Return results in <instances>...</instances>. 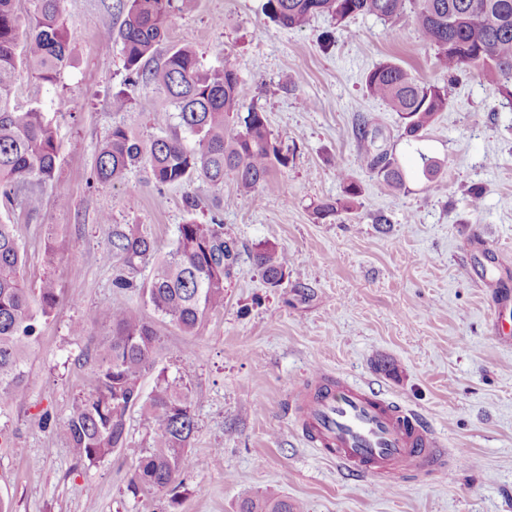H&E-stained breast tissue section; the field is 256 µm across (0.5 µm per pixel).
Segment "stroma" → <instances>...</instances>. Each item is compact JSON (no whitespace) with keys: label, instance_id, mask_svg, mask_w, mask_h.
I'll list each match as a JSON object with an SVG mask.
<instances>
[{"label":"stroma","instance_id":"obj_1","mask_svg":"<svg viewBox=\"0 0 512 512\" xmlns=\"http://www.w3.org/2000/svg\"><path fill=\"white\" fill-rule=\"evenodd\" d=\"M264 2L176 0L152 62L189 44L203 68L234 65L243 107L265 112L293 153L274 194L242 197L229 179L220 189L198 180L159 187L143 162L119 182L96 181L113 127L144 144L179 130L166 95L131 85L120 44L101 38L124 19L118 0H63L69 65L51 84L21 71L15 102L46 113L59 150L52 181L37 189L40 208H26L23 188L8 217L28 286L48 273L62 297L29 350L26 399L0 409V499L13 512H237L242 499L269 494L302 512H512V344L494 336L487 287L512 289V112L476 78L449 83L411 17L395 38L368 15L283 29ZM386 60L451 87L422 140H406L396 112L364 89L366 73ZM121 90L131 101L116 112ZM158 112L170 113L168 125L155 124ZM362 117L372 132L360 140ZM382 150L404 171L405 191L357 164L358 154ZM426 156L440 164L432 183ZM341 167L361 186L360 204L317 219L315 205L342 193ZM471 187L484 192L480 208L470 205ZM188 194L201 203L197 220L219 219L238 247L224 307L195 336L159 320L145 296L116 291L101 260L116 224L139 225L155 255L167 254L189 217ZM380 214L386 223H376ZM264 243L288 256L281 287H267L253 264ZM116 306L154 322L157 367L184 375L196 397L193 466L177 490L150 497L127 490L148 439L139 411L128 447L94 465L77 463L52 426L91 390L94 340L108 334ZM92 311V342H76L73 324ZM314 368L421 413L459 459L453 477L377 486L319 455L288 414L291 390Z\"/></svg>","mask_w":512,"mask_h":512}]
</instances>
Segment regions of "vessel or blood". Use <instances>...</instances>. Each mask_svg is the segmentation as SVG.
Segmentation results:
<instances>
[{"label":"vessel or blood","mask_w":512,"mask_h":512,"mask_svg":"<svg viewBox=\"0 0 512 512\" xmlns=\"http://www.w3.org/2000/svg\"><path fill=\"white\" fill-rule=\"evenodd\" d=\"M290 409L315 450L372 483L454 473L442 439L420 413L334 372L307 373L291 392Z\"/></svg>","instance_id":"vessel-or-blood-1"}]
</instances>
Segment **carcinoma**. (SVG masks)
<instances>
[{
    "label": "carcinoma",
    "mask_w": 512,
    "mask_h": 512,
    "mask_svg": "<svg viewBox=\"0 0 512 512\" xmlns=\"http://www.w3.org/2000/svg\"><path fill=\"white\" fill-rule=\"evenodd\" d=\"M16 2L0 0V203L5 207L18 186L50 180L57 161L55 132L45 113L36 108L21 112L14 104L18 65L25 62L41 80L53 83L70 56L61 0H34L24 24ZM123 8L122 26L116 33L107 31V40L121 44L125 69L136 81L167 94L179 126L192 140L187 143L173 134L157 137L145 148L124 127L115 126L100 148L96 180L102 185L118 182L144 159L159 187L202 180L222 188L230 178L244 197L277 192L272 172L288 167L289 157L272 138L265 113L255 108L240 112L237 70L229 64L202 68L189 44L173 50L163 64L148 68L172 25V0H125ZM264 11L284 29L301 28L317 15H328L338 25L371 15L390 25L392 37L398 34L397 20L409 13L448 78L472 71L502 106L512 109V0H266ZM364 84L370 96L397 112L403 135L410 140L423 137L437 114L448 108L449 87L424 82L392 61L367 72ZM231 115L240 126L233 132L226 130ZM359 164L393 190L406 189L404 173L388 153H362ZM338 176L342 195L317 205L320 220L353 209L361 196L359 184L342 170ZM237 259L235 240L224 237V225L215 219L179 225L174 247L158 259L139 225L114 224L112 248L103 254L112 266L113 287L145 295L157 314L188 335L224 307V277ZM253 262L269 287L282 284L288 269L284 252L265 244L255 251ZM149 263L151 276L141 282L136 274ZM60 296L61 289L50 277L35 292L27 288L14 225L0 220V407L26 398L28 351ZM110 321V335L95 352L93 389L74 401L54 432L68 442L77 462L93 465L127 446L129 412L139 408L149 441L127 484L136 498L174 485L192 468L194 399L183 376L156 369L159 336L152 322L128 307L112 308ZM154 369L157 374L146 394L141 379ZM238 509L299 512L282 497L246 498Z\"/></svg>",
    "instance_id": "carcinoma-1"
}]
</instances>
